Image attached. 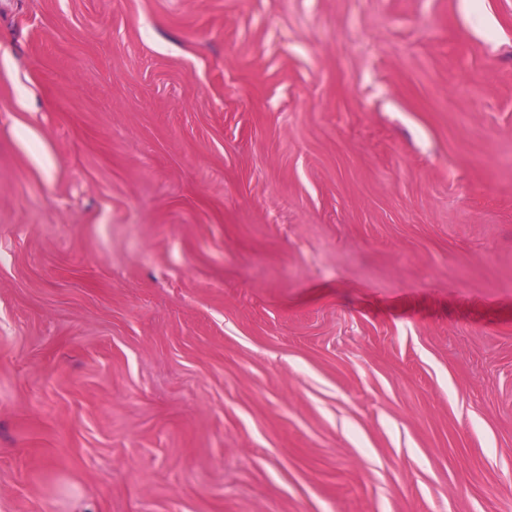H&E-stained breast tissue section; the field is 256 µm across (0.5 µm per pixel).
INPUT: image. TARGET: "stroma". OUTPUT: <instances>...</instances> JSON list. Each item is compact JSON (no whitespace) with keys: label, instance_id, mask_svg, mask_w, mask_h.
Instances as JSON below:
<instances>
[{"label":"stroma","instance_id":"1","mask_svg":"<svg viewBox=\"0 0 512 512\" xmlns=\"http://www.w3.org/2000/svg\"><path fill=\"white\" fill-rule=\"evenodd\" d=\"M0 512H512V0H0Z\"/></svg>","mask_w":512,"mask_h":512}]
</instances>
